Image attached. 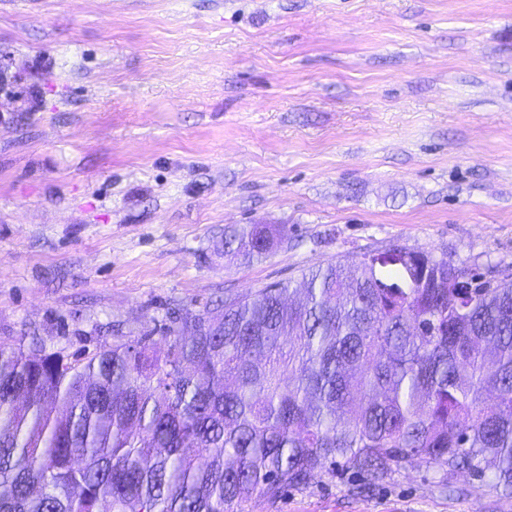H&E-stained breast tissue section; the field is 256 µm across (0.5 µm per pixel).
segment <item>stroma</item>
<instances>
[{"instance_id":"stroma-1","label":"stroma","mask_w":512,"mask_h":512,"mask_svg":"<svg viewBox=\"0 0 512 512\" xmlns=\"http://www.w3.org/2000/svg\"><path fill=\"white\" fill-rule=\"evenodd\" d=\"M0 343L91 355L397 244L512 275V0H0ZM282 224L260 261L230 225ZM337 466L250 512H512Z\"/></svg>"}]
</instances>
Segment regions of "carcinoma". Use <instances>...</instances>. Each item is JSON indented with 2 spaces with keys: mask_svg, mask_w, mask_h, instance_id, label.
<instances>
[{
  "mask_svg": "<svg viewBox=\"0 0 512 512\" xmlns=\"http://www.w3.org/2000/svg\"><path fill=\"white\" fill-rule=\"evenodd\" d=\"M282 240L226 227L224 255ZM162 333L88 357L0 343V512H249L339 462L512 494V277L336 260Z\"/></svg>",
  "mask_w": 512,
  "mask_h": 512,
  "instance_id": "cac0c4a2",
  "label": "carcinoma"
}]
</instances>
